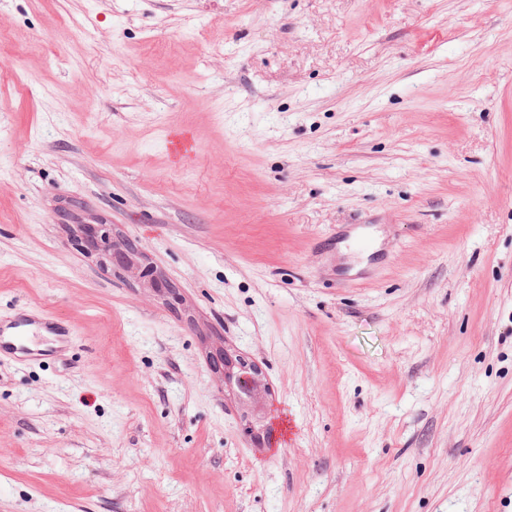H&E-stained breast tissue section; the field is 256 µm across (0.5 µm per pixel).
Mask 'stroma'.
Returning <instances> with one entry per match:
<instances>
[{"mask_svg":"<svg viewBox=\"0 0 512 512\" xmlns=\"http://www.w3.org/2000/svg\"><path fill=\"white\" fill-rule=\"evenodd\" d=\"M16 304L76 336L0 360V512H512V0H0ZM96 248L101 250L106 256L105 260L112 264H119L124 268H130L133 265L132 253L126 249H112V241L110 234L101 226L97 229H92ZM213 366L214 370L224 378V388H230L226 384L233 385L238 394L249 402L260 398L262 372L256 362L224 345V348L216 352Z\"/></svg>","mask_w":512,"mask_h":512,"instance_id":"stroma-1","label":"stroma"}]
</instances>
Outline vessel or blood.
<instances>
[{"mask_svg":"<svg viewBox=\"0 0 512 512\" xmlns=\"http://www.w3.org/2000/svg\"><path fill=\"white\" fill-rule=\"evenodd\" d=\"M72 334L69 324L46 310L30 311L16 308L0 315V358L33 360L38 356L34 339L48 335L60 345H67Z\"/></svg>","mask_w":512,"mask_h":512,"instance_id":"b4317fda","label":"vessel or blood"}]
</instances>
